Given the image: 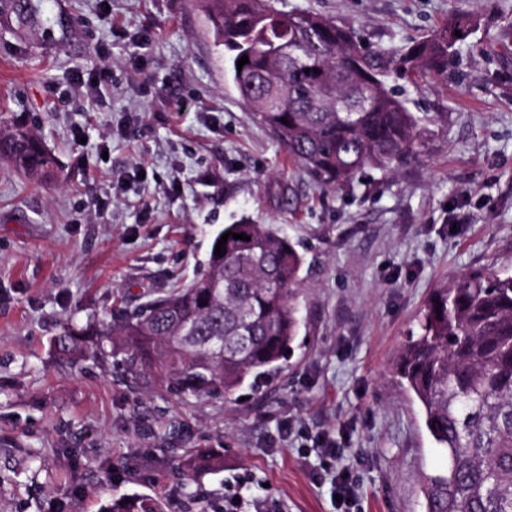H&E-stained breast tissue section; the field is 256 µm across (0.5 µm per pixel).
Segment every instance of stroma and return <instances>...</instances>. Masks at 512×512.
Instances as JSON below:
<instances>
[{
	"label": "stroma",
	"mask_w": 512,
	"mask_h": 512,
	"mask_svg": "<svg viewBox=\"0 0 512 512\" xmlns=\"http://www.w3.org/2000/svg\"><path fill=\"white\" fill-rule=\"evenodd\" d=\"M395 52L473 25L444 75L400 79L439 115L422 151L322 189L224 77L196 0H39L37 40L0 29V126L56 158L39 184L0 163V512H338L310 440L340 443L354 512H426L445 472L397 355L433 288L512 274V0H277ZM107 71L89 94L76 74ZM303 247L302 325L282 370L238 397L182 398L123 355L59 358L67 323L111 319L190 283L240 218ZM200 448L223 468L184 479ZM104 512H163L158 502L148 497L131 498L127 504L113 502Z\"/></svg>",
	"instance_id": "obj_1"
}]
</instances>
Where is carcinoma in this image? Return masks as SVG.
I'll use <instances>...</instances> for the list:
<instances>
[{
  "label": "carcinoma",
  "mask_w": 512,
  "mask_h": 512,
  "mask_svg": "<svg viewBox=\"0 0 512 512\" xmlns=\"http://www.w3.org/2000/svg\"><path fill=\"white\" fill-rule=\"evenodd\" d=\"M198 2L239 99L288 158L328 190L421 152L426 124L435 117L411 111L388 72L397 65L440 73L470 26L453 17L433 37L392 55L368 48L346 25L282 11L272 0ZM2 25L22 37L38 36L42 21L34 0H0ZM244 55L249 63L239 71ZM0 161L36 180L51 177L56 166L23 126L0 131ZM227 231L251 240L228 237L218 257L215 246ZM303 264L274 225L242 217L217 231L188 287L99 327L70 324L54 339L55 351L66 359L118 352L132 370L159 373L180 396L257 389L288 361L298 336ZM396 373L448 456L446 472L424 481L427 512H512V275L477 269L433 289ZM220 465L217 454L203 449L185 459L182 470L192 479ZM105 512L162 509L139 497Z\"/></svg>",
  "instance_id": "1"
}]
</instances>
